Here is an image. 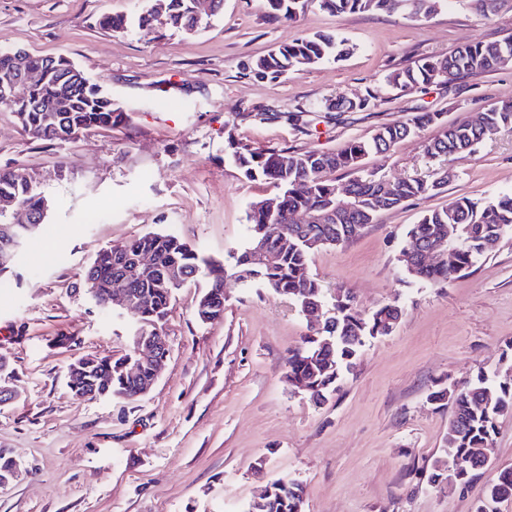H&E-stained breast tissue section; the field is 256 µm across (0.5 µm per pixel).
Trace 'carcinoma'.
Returning <instances> with one entry per match:
<instances>
[{"label":"carcinoma","mask_w":512,"mask_h":512,"mask_svg":"<svg viewBox=\"0 0 512 512\" xmlns=\"http://www.w3.org/2000/svg\"><path fill=\"white\" fill-rule=\"evenodd\" d=\"M148 10L135 24L142 29L189 33L194 27L189 0H150ZM267 14L276 20L292 21L311 7L329 13L406 12L419 19L436 14L448 0H264ZM476 14L489 17L501 0H464ZM350 53V48L330 34H314L284 44L266 56L250 61L248 69L271 81L288 72L301 71L324 59ZM512 63V36L500 41L472 42L450 56H431L416 67L397 68L385 76L386 85L400 92L419 85L448 86L460 77L490 71ZM30 69L40 70L43 81L33 89L37 105L13 102L22 128L34 139L66 141L79 132L110 128L125 115L112 96L90 82L68 59L29 57ZM19 63L10 53H0V82L20 77ZM378 96L338 97L333 106L341 112L363 111L377 105ZM436 125L439 132L426 142V156L438 164L440 177H412L391 181L376 171L363 168L371 153H384L397 141ZM502 130H512V100L502 101L455 124L441 112H423L404 122L385 124L368 139H354L337 151L311 149L303 152L257 150L245 142L235 147L233 159L249 181H268L282 192L260 200L248 213L249 239L243 249L229 255V264L206 257L170 234L148 233L124 244L101 250L85 273L89 289L95 283L123 275L125 262L143 256L146 265L128 282V293L137 306L131 314L137 335L143 339L161 335L175 290L195 281L199 274L207 286L199 296L195 316L211 323L224 316V283L232 275L241 281L258 279L268 290L286 298L305 313H317V326L287 359L288 379L317 404L336 390L351 370L368 338L387 336L396 328L401 307L386 304L364 318L353 308V295L336 289L334 302L323 310L327 297L322 285L309 272L312 254L325 246H340L361 235L378 215L403 202L426 196L448 182V162L464 157L473 147ZM355 177L344 184L338 172ZM0 198L31 216L27 224H16L0 212V253L9 244H21L47 218L49 205L38 188L12 171H0ZM318 215L316 224H297L304 215ZM267 224H284L279 237H266ZM458 225L457 240L448 256L433 263L424 251L433 244L448 242V229ZM512 235V193L490 200L467 196L452 198L439 210L424 214L407 231L408 243L398 261L403 272L420 283L436 285L448 279V268L464 275L490 248ZM153 380V367L141 362L136 347L119 356L75 360L66 373V385L74 394L90 400L97 397L132 399L139 388ZM435 403L448 401L452 410L444 449L418 472L432 486H466L487 467L484 452L496 433L499 417L512 413V382H501L483 372L453 388L439 386L430 393ZM512 497V468L499 471L486 490L476 512ZM245 512H303L299 485L278 479L267 485Z\"/></svg>","instance_id":"1"}]
</instances>
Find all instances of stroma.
Returning a JSON list of instances; mask_svg holds the SVG:
<instances>
[{"instance_id":"35a3bbf8","label":"stroma","mask_w":512,"mask_h":512,"mask_svg":"<svg viewBox=\"0 0 512 512\" xmlns=\"http://www.w3.org/2000/svg\"><path fill=\"white\" fill-rule=\"evenodd\" d=\"M145 3L0 0V52L64 57L128 116L72 140L40 141L0 106V170L28 174L50 202L0 288V357L17 392L0 406V448L27 468L0 488V512H245L279 478L302 487L304 512H474L498 471L512 467V413L498 421L489 467L466 488L431 487L411 468L430 463L448 430L450 406L429 399L437 384L508 367L500 355L512 354V236L472 273L438 287L406 277L398 257L425 213L461 194L512 190V131L449 162L442 192L382 212L352 242L311 256L313 277L349 290L359 313L402 308L396 329L366 341L325 403L286 377L308 319L255 280H228L224 318L208 324L194 314L205 280L176 291L162 326L170 353L147 395L78 398L65 375L79 357L130 347L133 316L100 310L87 292L84 272L100 250L162 232L224 260L246 243L251 203L277 189L243 178L231 140L335 151L425 110L452 124L512 98V64L447 90L396 93L384 84L393 69L512 35V0L488 18L450 0L426 20L310 9L293 21L267 17L263 0H224L193 34L163 37L97 24L106 14L136 17ZM317 32L352 53L274 82L244 70L248 59ZM370 92L380 102L367 110L327 106ZM243 112L267 118L243 121ZM437 132L427 126L364 165L393 181L429 177L424 145Z\"/></svg>"}]
</instances>
